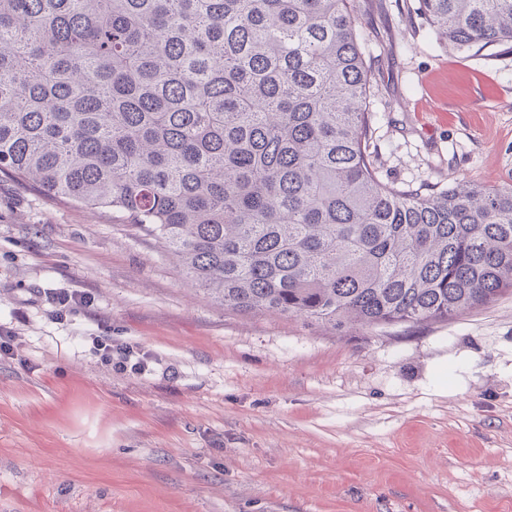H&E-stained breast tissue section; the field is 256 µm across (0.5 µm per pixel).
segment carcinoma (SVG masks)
Instances as JSON below:
<instances>
[{
  "label": "carcinoma",
  "mask_w": 512,
  "mask_h": 512,
  "mask_svg": "<svg viewBox=\"0 0 512 512\" xmlns=\"http://www.w3.org/2000/svg\"><path fill=\"white\" fill-rule=\"evenodd\" d=\"M455 52L512 0H419ZM354 0H0V172L108 209L224 309L446 321L512 292V185L380 181Z\"/></svg>",
  "instance_id": "cac0c4a2"
}]
</instances>
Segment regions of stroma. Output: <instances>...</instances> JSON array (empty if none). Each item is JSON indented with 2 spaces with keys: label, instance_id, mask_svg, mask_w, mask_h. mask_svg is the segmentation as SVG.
<instances>
[{
  "label": "stroma",
  "instance_id": "1",
  "mask_svg": "<svg viewBox=\"0 0 512 512\" xmlns=\"http://www.w3.org/2000/svg\"><path fill=\"white\" fill-rule=\"evenodd\" d=\"M356 6L378 177L512 184V48ZM59 288L88 298L62 321ZM0 327V512H512V294L342 336L241 315L129 222L0 172Z\"/></svg>",
  "mask_w": 512,
  "mask_h": 512
}]
</instances>
